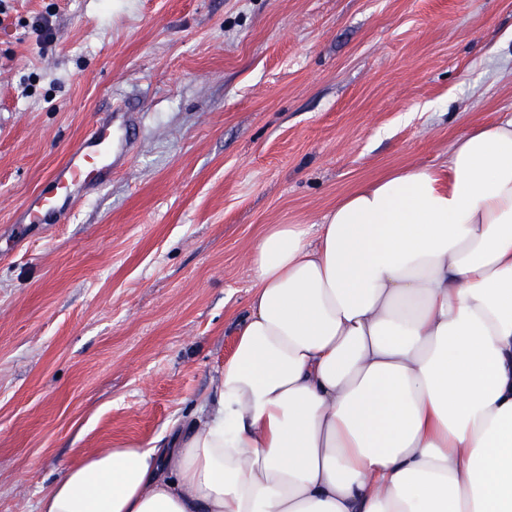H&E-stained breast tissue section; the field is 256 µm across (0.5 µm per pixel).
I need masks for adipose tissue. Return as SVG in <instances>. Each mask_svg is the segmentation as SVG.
<instances>
[{
    "mask_svg": "<svg viewBox=\"0 0 512 512\" xmlns=\"http://www.w3.org/2000/svg\"><path fill=\"white\" fill-rule=\"evenodd\" d=\"M211 401L38 512H512V116L270 224Z\"/></svg>",
    "mask_w": 512,
    "mask_h": 512,
    "instance_id": "1",
    "label": "adipose tissue"
}]
</instances>
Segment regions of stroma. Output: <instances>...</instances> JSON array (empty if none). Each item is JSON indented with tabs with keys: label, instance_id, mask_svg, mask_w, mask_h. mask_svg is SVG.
<instances>
[{
	"label": "stroma",
	"instance_id": "obj_1",
	"mask_svg": "<svg viewBox=\"0 0 512 512\" xmlns=\"http://www.w3.org/2000/svg\"><path fill=\"white\" fill-rule=\"evenodd\" d=\"M49 18L42 43L34 17ZM133 157L69 223L12 214L112 107ZM512 115V0H7L0 512L210 398L268 224L441 165Z\"/></svg>",
	"mask_w": 512,
	"mask_h": 512
}]
</instances>
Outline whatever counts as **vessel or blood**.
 <instances>
[{"label":"vessel or blood","instance_id":"obj_1","mask_svg":"<svg viewBox=\"0 0 512 512\" xmlns=\"http://www.w3.org/2000/svg\"><path fill=\"white\" fill-rule=\"evenodd\" d=\"M137 113L111 112L91 126L68 150L41 187L14 212L17 224H62L90 191L111 181L130 158Z\"/></svg>","mask_w":512,"mask_h":512}]
</instances>
